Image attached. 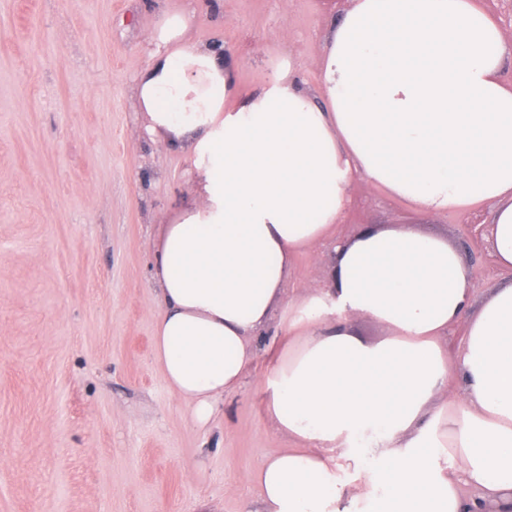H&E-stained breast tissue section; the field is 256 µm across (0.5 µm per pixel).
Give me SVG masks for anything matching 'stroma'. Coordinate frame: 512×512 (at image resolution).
Masks as SVG:
<instances>
[{"label":"stroma","instance_id":"1","mask_svg":"<svg viewBox=\"0 0 512 512\" xmlns=\"http://www.w3.org/2000/svg\"><path fill=\"white\" fill-rule=\"evenodd\" d=\"M349 0H0V512H244L265 459L298 447L265 410L278 305L242 388L196 425L153 350L158 225L186 196L182 151L147 138L133 82L169 11L238 53V98L293 57L314 84ZM339 231L448 235L477 292L506 278L472 238L483 211L420 218L364 182ZM331 245L292 263L285 296L327 287Z\"/></svg>","mask_w":512,"mask_h":512}]
</instances>
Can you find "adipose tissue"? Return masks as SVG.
<instances>
[{
    "mask_svg": "<svg viewBox=\"0 0 512 512\" xmlns=\"http://www.w3.org/2000/svg\"><path fill=\"white\" fill-rule=\"evenodd\" d=\"M191 23L164 16L134 90L145 134L190 163L159 227L154 350L195 422L254 366L246 339L285 301L292 260L336 240L330 288L287 301L267 382V415L300 445L260 466L245 512H512V280L475 297L458 246L417 224L334 235L363 179L422 215L488 207L512 270V44L484 0H353L316 91L283 61L232 109L239 61L190 41ZM353 316L387 336L359 337Z\"/></svg>",
    "mask_w": 512,
    "mask_h": 512,
    "instance_id": "adipose-tissue-1",
    "label": "adipose tissue"
}]
</instances>
